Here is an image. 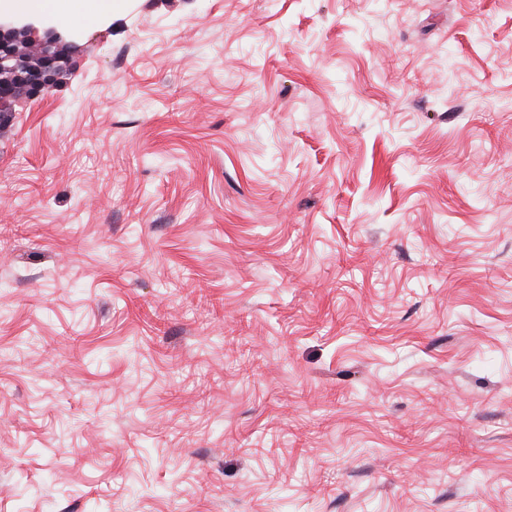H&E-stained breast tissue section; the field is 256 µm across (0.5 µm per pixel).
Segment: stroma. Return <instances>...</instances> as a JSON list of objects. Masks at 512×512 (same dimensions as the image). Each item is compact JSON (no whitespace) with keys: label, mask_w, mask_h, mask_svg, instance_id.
Listing matches in <instances>:
<instances>
[{"label":"stroma","mask_w":512,"mask_h":512,"mask_svg":"<svg viewBox=\"0 0 512 512\" xmlns=\"http://www.w3.org/2000/svg\"><path fill=\"white\" fill-rule=\"evenodd\" d=\"M0 120V512H512V0H133Z\"/></svg>","instance_id":"obj_1"}]
</instances>
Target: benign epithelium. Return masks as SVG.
<instances>
[{
  "instance_id": "7a95c632",
  "label": "benign epithelium",
  "mask_w": 512,
  "mask_h": 512,
  "mask_svg": "<svg viewBox=\"0 0 512 512\" xmlns=\"http://www.w3.org/2000/svg\"><path fill=\"white\" fill-rule=\"evenodd\" d=\"M34 27H17L0 22V73L10 79L0 83V112L12 111L13 103L25 96L37 98L53 87L61 69V43L64 37L54 29L46 31L41 39V53L36 64H30L18 52V42L30 36Z\"/></svg>"
}]
</instances>
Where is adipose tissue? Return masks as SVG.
Segmentation results:
<instances>
[{
    "label": "adipose tissue",
    "instance_id": "adipose-tissue-1",
    "mask_svg": "<svg viewBox=\"0 0 512 512\" xmlns=\"http://www.w3.org/2000/svg\"><path fill=\"white\" fill-rule=\"evenodd\" d=\"M124 0H0V16H48L71 25L100 20L122 8Z\"/></svg>",
    "mask_w": 512,
    "mask_h": 512
}]
</instances>
